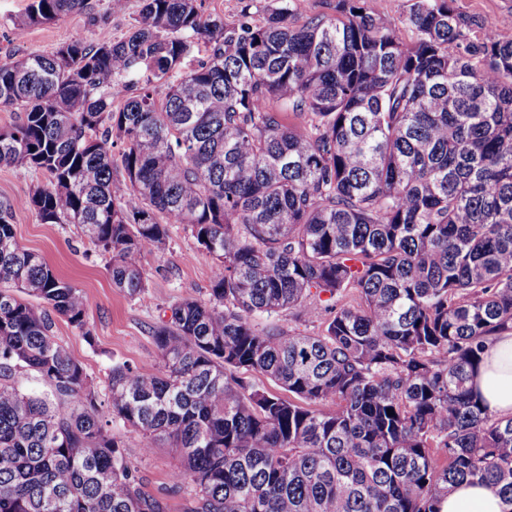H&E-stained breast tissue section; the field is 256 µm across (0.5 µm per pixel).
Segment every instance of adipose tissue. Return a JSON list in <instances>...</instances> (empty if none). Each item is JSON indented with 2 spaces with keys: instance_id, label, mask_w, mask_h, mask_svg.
<instances>
[{
  "instance_id": "ef3b65f1",
  "label": "adipose tissue",
  "mask_w": 512,
  "mask_h": 512,
  "mask_svg": "<svg viewBox=\"0 0 512 512\" xmlns=\"http://www.w3.org/2000/svg\"><path fill=\"white\" fill-rule=\"evenodd\" d=\"M475 386L488 408L512 416V332L494 337ZM439 512H504L497 488L468 481L458 484L438 504Z\"/></svg>"
}]
</instances>
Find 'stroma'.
<instances>
[{
  "mask_svg": "<svg viewBox=\"0 0 512 512\" xmlns=\"http://www.w3.org/2000/svg\"><path fill=\"white\" fill-rule=\"evenodd\" d=\"M30 0H0V59L5 54L21 58L32 52H50L80 38L93 41L98 32L122 35L138 15V0H128L127 9L111 13L108 0H88L87 9L63 15L57 21L18 27ZM461 11L481 22L492 23L512 36V0H457ZM36 180L23 167L0 166V204L10 205L19 243L41 254L61 277L76 284L87 297L86 319L92 337L82 336L65 319L56 318L54 334L92 378L98 394H106V377L113 364L149 370L159 361L153 339L154 326L168 320L173 304L190 296L208 300L216 260L200 249L182 225H170L163 250L141 253L138 263L147 279L146 292L130 298L116 292L104 256L90 249L71 224H42L26 207ZM115 436L126 445V453L137 469L145 492L163 500L166 512H187L189 490L175 485L169 472L176 451L169 444L153 453L140 450V437L130 428L115 424Z\"/></svg>",
  "mask_w": 512,
  "mask_h": 512,
  "instance_id": "1",
  "label": "stroma"
}]
</instances>
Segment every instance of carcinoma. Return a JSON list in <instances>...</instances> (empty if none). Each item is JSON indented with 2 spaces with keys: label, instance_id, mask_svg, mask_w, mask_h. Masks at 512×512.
<instances>
[{
  "label": "carcinoma",
  "instance_id": "1",
  "mask_svg": "<svg viewBox=\"0 0 512 512\" xmlns=\"http://www.w3.org/2000/svg\"><path fill=\"white\" fill-rule=\"evenodd\" d=\"M139 2L120 37L0 61L21 113L0 165L33 169L39 222L77 225L130 298L171 224L218 270L152 330L155 370L112 366L104 406L53 331L93 335L83 291L0 205V512H165L117 421L177 448L189 512H438L464 480L512 512V417L470 385L512 331V37L456 0L399 19L336 0L299 25V0L230 23ZM85 6L31 0L21 24Z\"/></svg>",
  "mask_w": 512,
  "mask_h": 512
}]
</instances>
